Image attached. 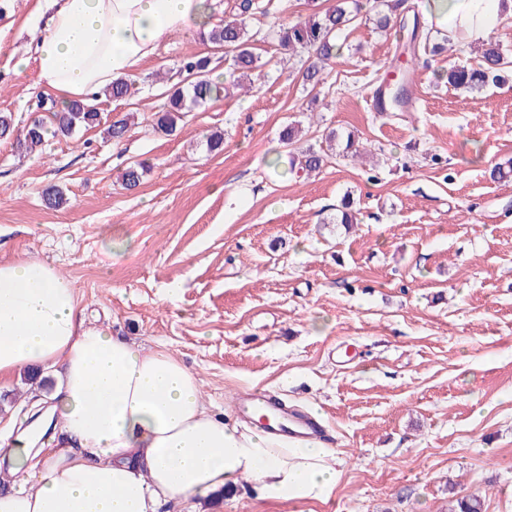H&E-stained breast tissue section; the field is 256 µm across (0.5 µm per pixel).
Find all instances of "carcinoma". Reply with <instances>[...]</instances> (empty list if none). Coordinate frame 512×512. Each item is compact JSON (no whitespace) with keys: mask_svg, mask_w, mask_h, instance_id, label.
<instances>
[{"mask_svg":"<svg viewBox=\"0 0 512 512\" xmlns=\"http://www.w3.org/2000/svg\"><path fill=\"white\" fill-rule=\"evenodd\" d=\"M309 13L275 31V37L281 48L293 55L310 53L314 57L307 67L296 72H288V78L304 85L316 86L320 83L322 67L336 56L340 50L337 35L343 29L352 26L362 10L360 0H332L323 7L320 0H306ZM263 12L260 0H240L236 14L224 17L208 30L200 32L202 40L224 51L227 63L224 73L215 74L210 68L211 60L207 56L190 57L181 67L188 83L174 88L168 94V101L157 112L158 129L172 133L187 113L212 103L224 94L229 87L242 86L241 79L248 78L261 68L258 56L253 51L254 38L248 29L247 17ZM504 52L495 41L483 43L481 62L478 66L450 64L446 76L448 84L456 89L481 91L490 83L503 81ZM133 85L126 79L115 81L101 95L88 101H73L52 112L53 128H48L40 114L34 113L27 120L16 145L24 153H32L41 148L48 134L72 138L81 131L100 125V112L97 100L105 98L120 101L132 94ZM324 163V149L316 150L311 146L293 154L291 167L306 174L312 173ZM146 168L133 164L122 173V185L133 188L140 184ZM336 223L349 226L358 223V210L354 198L346 193L336 205Z\"/></svg>","mask_w":512,"mask_h":512,"instance_id":"carcinoma-1","label":"carcinoma"}]
</instances>
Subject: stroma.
<instances>
[{
  "mask_svg": "<svg viewBox=\"0 0 512 512\" xmlns=\"http://www.w3.org/2000/svg\"><path fill=\"white\" fill-rule=\"evenodd\" d=\"M249 21L266 74L250 90L188 113L173 134L155 114L195 55L224 70L222 51L190 28L135 72V92L98 102L99 127L47 138L42 154L0 137V261H52L89 319L174 351L199 376L213 411L233 418L258 387L321 416L337 438L341 479L330 500H257L249 483L201 498L200 512H452L476 496L512 512V82L467 94L437 79L454 55L403 56L375 24L385 0H363L339 56L315 89L288 79L272 33L305 0H262ZM49 0H0V113L23 127L38 100L31 58ZM408 70L413 105L374 112L366 100ZM131 116L122 141L105 129ZM353 133L363 157H332L295 177L279 141ZM224 135L210 151L207 136ZM148 167L139 187L119 180ZM54 186L67 202L46 204ZM351 193L352 228L336 224Z\"/></svg>",
  "mask_w": 512,
  "mask_h": 512,
  "instance_id": "obj_1",
  "label": "stroma"
}]
</instances>
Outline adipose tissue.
Here are the masks:
<instances>
[{"label":"adipose tissue","instance_id":"1","mask_svg":"<svg viewBox=\"0 0 512 512\" xmlns=\"http://www.w3.org/2000/svg\"><path fill=\"white\" fill-rule=\"evenodd\" d=\"M454 38L484 40L512 0H431ZM206 0H52L37 36L39 84L60 103L131 76L173 34L210 21ZM37 370L55 379L52 449H34L24 410L0 428L12 486L0 512H162L252 483L259 500L323 501L337 451L276 439L212 411L197 373L165 349L87 325L51 262L0 263V388Z\"/></svg>","mask_w":512,"mask_h":512}]
</instances>
